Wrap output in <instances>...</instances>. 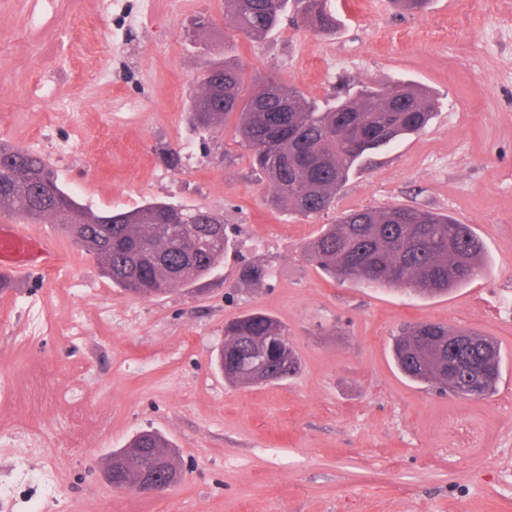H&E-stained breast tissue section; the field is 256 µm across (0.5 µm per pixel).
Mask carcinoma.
<instances>
[{"mask_svg":"<svg viewBox=\"0 0 512 512\" xmlns=\"http://www.w3.org/2000/svg\"><path fill=\"white\" fill-rule=\"evenodd\" d=\"M290 1L297 24L317 34L336 32L339 20L327 9V0H226V8L234 31L257 41L272 32ZM436 109L432 94L408 82L364 86L323 109L283 82L264 81L246 91L242 70L226 63L202 75L191 118L212 133L236 118L238 143L268 180L269 203L309 217L329 209L337 189L367 153L421 131ZM0 211L32 224L52 219L65 236L101 261L112 285L142 297L159 296L203 276L224 258L223 247L194 251L171 233L174 224H190L205 238L224 234L223 219L207 208L148 202L134 211L97 215L58 182L46 159L23 148L0 145ZM483 251L469 225L403 204L344 214L305 248L322 271L344 282L400 287L423 296L473 280L483 271ZM450 332L490 345L485 360L478 352L456 355L460 369L454 383L461 398L489 395L500 375L501 348L471 329L437 323L402 328L392 340L398 368L412 381L448 390V348L436 341L424 350L415 344L420 336ZM259 338L269 342L267 366L280 379L298 371L299 357L285 327L255 312L224 325V345L216 360L229 383L249 384ZM169 447L157 432L139 433L112 457L130 455L145 464Z\"/></svg>","mask_w":512,"mask_h":512,"instance_id":"carcinoma-1","label":"carcinoma"}]
</instances>
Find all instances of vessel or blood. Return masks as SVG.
Wrapping results in <instances>:
<instances>
[{
    "instance_id": "obj_1",
    "label": "vessel or blood",
    "mask_w": 512,
    "mask_h": 512,
    "mask_svg": "<svg viewBox=\"0 0 512 512\" xmlns=\"http://www.w3.org/2000/svg\"><path fill=\"white\" fill-rule=\"evenodd\" d=\"M59 251L53 238L22 219L0 224V288L53 267Z\"/></svg>"
}]
</instances>
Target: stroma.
Masks as SVG:
<instances>
[{"mask_svg":"<svg viewBox=\"0 0 512 512\" xmlns=\"http://www.w3.org/2000/svg\"><path fill=\"white\" fill-rule=\"evenodd\" d=\"M0 0V142L39 153L94 212L150 201L203 206L229 238L224 261L153 298L113 287L101 262L54 224L60 259L0 289V512H512V0H328L334 34L282 23L236 35L224 0ZM241 66L327 105L364 84L429 88L424 131L370 155L325 213L267 203L234 123L197 130L203 72ZM180 154L178 167L166 161ZM409 204L470 225L483 274L444 295L353 286L303 249L351 209ZM253 264L265 278L243 279ZM280 320L300 358L283 381L232 386L214 362L226 322ZM493 337L504 355L489 397L463 400L410 381L391 354L407 324ZM106 407L103 435L61 455L43 445L69 412L59 395ZM172 443L180 484L113 489L105 459L142 430ZM47 469L48 485L28 473Z\"/></svg>","mask_w":512,"mask_h":512,"instance_id":"35a3bbf8","label":"stroma"}]
</instances>
